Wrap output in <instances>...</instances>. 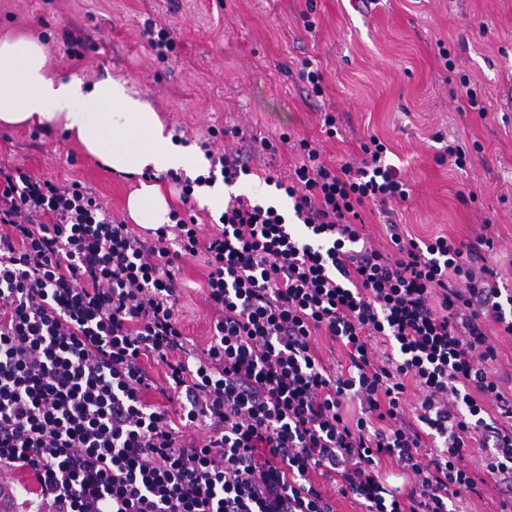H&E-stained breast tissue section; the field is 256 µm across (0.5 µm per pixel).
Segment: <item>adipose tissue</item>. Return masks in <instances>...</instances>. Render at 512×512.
Listing matches in <instances>:
<instances>
[{
	"label": "adipose tissue",
	"mask_w": 512,
	"mask_h": 512,
	"mask_svg": "<svg viewBox=\"0 0 512 512\" xmlns=\"http://www.w3.org/2000/svg\"><path fill=\"white\" fill-rule=\"evenodd\" d=\"M0 124L63 126L118 174L195 173L157 112L130 95L124 81L108 77L87 86L77 76L61 75L46 47L25 33L0 37ZM127 211L135 223L155 228L170 221L169 202L155 184L140 183L128 196Z\"/></svg>",
	"instance_id": "obj_1"
}]
</instances>
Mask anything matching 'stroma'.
<instances>
[{
  "mask_svg": "<svg viewBox=\"0 0 512 512\" xmlns=\"http://www.w3.org/2000/svg\"><path fill=\"white\" fill-rule=\"evenodd\" d=\"M151 25L170 31L165 58L147 44ZM7 30L40 36L63 75L126 81L182 146L242 128L244 139L217 142L251 153L235 195L274 205L291 223L292 200L265 182L268 171L284 177L300 161L291 140L314 141L337 166L378 137L410 197L384 211L361 207L370 240L388 245L391 220L415 237L469 245L491 221L489 260L512 290V0H0ZM309 67L322 74L319 88L304 77ZM463 75L478 108L448 94ZM328 112L338 117L333 136L323 126ZM451 142L465 150L464 168L445 158ZM0 164L79 182L117 219L129 218L135 181L111 173L63 127L0 126ZM180 266L184 332L203 348L206 268L199 257Z\"/></svg>",
  "mask_w": 512,
  "mask_h": 512,
  "instance_id": "obj_1",
  "label": "stroma"
}]
</instances>
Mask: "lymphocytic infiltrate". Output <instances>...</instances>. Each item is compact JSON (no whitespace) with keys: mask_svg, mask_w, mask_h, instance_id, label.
<instances>
[{"mask_svg":"<svg viewBox=\"0 0 512 512\" xmlns=\"http://www.w3.org/2000/svg\"><path fill=\"white\" fill-rule=\"evenodd\" d=\"M299 146L287 180L265 178L297 224L235 196L207 236L176 213L140 232L78 183L0 166V471L34 474L33 512H335L318 471L365 512H450L481 471L512 512V398L488 334L512 335V294L481 261L492 237L374 247L360 207L409 197L386 145L334 168ZM198 255L203 349L175 284L177 259ZM319 331L345 372L318 357ZM156 388L165 405L146 401Z\"/></svg>","mask_w":512,"mask_h":512,"instance_id":"f902f5d3","label":"lymphocytic infiltrate"}]
</instances>
